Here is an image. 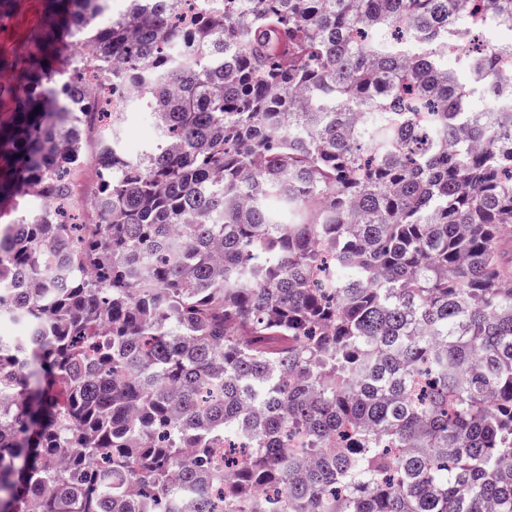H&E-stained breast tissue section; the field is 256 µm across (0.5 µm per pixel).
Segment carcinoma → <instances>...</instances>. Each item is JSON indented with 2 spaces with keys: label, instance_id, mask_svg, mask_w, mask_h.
<instances>
[{
  "label": "carcinoma",
  "instance_id": "carcinoma-1",
  "mask_svg": "<svg viewBox=\"0 0 512 512\" xmlns=\"http://www.w3.org/2000/svg\"><path fill=\"white\" fill-rule=\"evenodd\" d=\"M108 2L0 53V512H512V39L463 83L457 0ZM118 132L125 149L131 155H139L149 150L158 140L157 129L147 112L136 108L125 112Z\"/></svg>",
  "mask_w": 512,
  "mask_h": 512
}]
</instances>
